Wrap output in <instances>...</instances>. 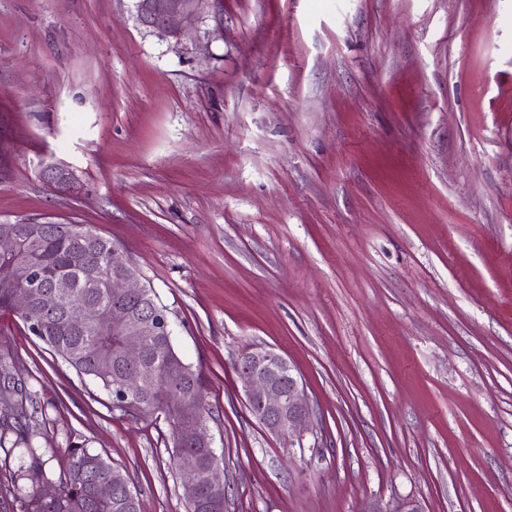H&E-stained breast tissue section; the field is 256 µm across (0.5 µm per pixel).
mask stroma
<instances>
[{
	"mask_svg": "<svg viewBox=\"0 0 512 512\" xmlns=\"http://www.w3.org/2000/svg\"><path fill=\"white\" fill-rule=\"evenodd\" d=\"M223 21L177 45L134 0H0V224L127 251L203 375L225 512H512V0H223ZM252 345L303 380L302 446L246 407ZM0 367L46 470L83 440L141 512H187L162 415L112 409L11 312Z\"/></svg>",
	"mask_w": 512,
	"mask_h": 512,
	"instance_id": "1",
	"label": "stroma"
}]
</instances>
